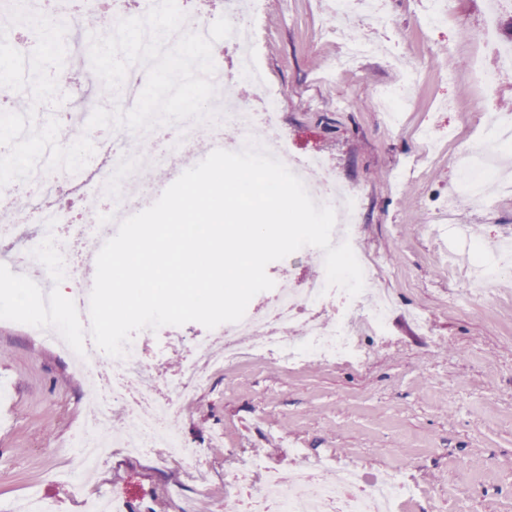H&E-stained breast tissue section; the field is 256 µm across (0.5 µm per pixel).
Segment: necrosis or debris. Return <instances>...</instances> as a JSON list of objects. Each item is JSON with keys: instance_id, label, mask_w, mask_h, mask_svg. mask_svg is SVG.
<instances>
[{"instance_id": "4bbe7bcc", "label": "necrosis or debris", "mask_w": 512, "mask_h": 512, "mask_svg": "<svg viewBox=\"0 0 512 512\" xmlns=\"http://www.w3.org/2000/svg\"><path fill=\"white\" fill-rule=\"evenodd\" d=\"M227 16L235 30L228 44L238 50L236 72L258 89L255 102H243L225 95L211 99V119L205 125L218 129L227 125L238 132L236 149L247 140H255L280 160L304 183L316 203L332 206L337 214L333 240L356 242L364 209L362 189L339 182L321 157L305 162L291 157L287 136L279 123V95L265 89L264 74L258 66L255 44L257 28L252 0H229ZM480 52L470 63L469 75L483 94H490L506 78H512V46L500 45L494 35L493 21H486L478 36ZM387 56L405 68L397 84L383 88L378 98L387 106L389 125H397L414 89L418 66L390 47ZM187 120L167 127L164 150L138 153L113 142H100L109 155L105 171H90L84 181L70 179L57 169L52 173L35 171L27 180V198L37 203L69 189L77 198L81 212L38 210L36 235L49 237L48 247L26 244L18 235L13 187L0 190V259L14 267L39 268L46 285L56 286L60 277L78 276L86 258L99 238L110 236L114 224L130 214L129 202L139 197L145 187L142 172L153 169L175 179L181 174L180 163L186 156L200 127ZM489 137L480 143L463 145L449 155L448 161L460 174L459 195L491 201V193L505 173L512 170L504 154L512 149V114L491 117ZM110 200L111 221L90 226L83 215L98 212L102 200ZM338 305L339 316L324 321L326 306ZM393 305L390 293H361L349 297L337 288H327L325 277L308 281L294 278L280 281L265 314L247 311L237 323H227L198 337L189 349L177 380L157 382L144 361L139 338H132L121 358L100 351L88 334L89 293L77 289L69 298V312L75 322L62 330L57 317L28 322L33 335L64 348L82 372L107 380V387H93L97 410L77 433L80 450L77 465L94 471L111 454V444L100 433L108 410L120 406L130 424L122 436L123 447L139 455L149 448L163 449L169 461L190 464L200 451L175 427L174 419L181 405L192 399L208 372L235 364L242 355L256 359L272 358L284 367H300L315 361L350 365L364 360L367 341L382 342L387 334L386 315ZM327 463L318 462L285 474L252 459L226 474L230 489L224 495V512H400L403 502L414 499L416 491L396 473L370 475L357 465L337 469L334 478H326Z\"/></svg>"}]
</instances>
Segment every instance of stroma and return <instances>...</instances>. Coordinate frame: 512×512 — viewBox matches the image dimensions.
Listing matches in <instances>:
<instances>
[{"mask_svg":"<svg viewBox=\"0 0 512 512\" xmlns=\"http://www.w3.org/2000/svg\"><path fill=\"white\" fill-rule=\"evenodd\" d=\"M263 29L258 64L281 96L280 121L297 156L324 155L339 181L364 190L358 248L383 263L374 285L397 305L389 335L369 346L362 364L313 362L288 369L273 359H241L210 372L177 424L202 448L198 463L163 454L113 449L80 486L74 431L93 406L86 374L64 353L29 334L39 310L32 297L41 273L0 265V501L24 512L29 493L52 501L55 512H83L86 499L115 494L128 512H219L224 473L254 456L288 470L298 460L356 464L369 473L400 472L418 488L403 512H512V276L487 297H473L472 266L512 227V197L462 203L470 227L469 267L451 268L426 231L435 208L459 180L448 162L455 140L481 139L476 120L482 93L468 78L467 53L487 0H455V12L432 29L418 23L419 0H388L386 28L366 18L354 30L400 42L424 64L412 102L398 127L388 126L376 89L399 70L373 56L354 69L335 70L343 36L327 35L329 0H258ZM80 75L56 74L58 104H40L46 123L64 113H90ZM438 135L427 151L423 131ZM421 163L401 188L391 178L411 157ZM25 280V292L11 284ZM428 313L430 335L411 320ZM155 376L174 381L183 352L163 335L144 339Z\"/></svg>","mask_w":512,"mask_h":512,"instance_id":"obj_1","label":"stroma"}]
</instances>
